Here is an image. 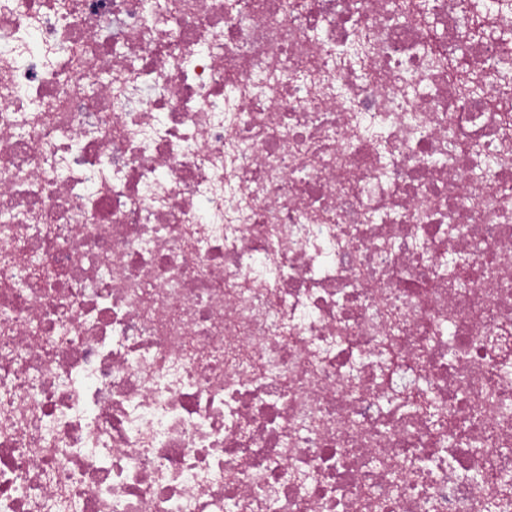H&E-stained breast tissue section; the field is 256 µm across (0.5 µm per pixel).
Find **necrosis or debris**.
<instances>
[{"label": "necrosis or debris", "instance_id": "4bbe7bcc", "mask_svg": "<svg viewBox=\"0 0 512 512\" xmlns=\"http://www.w3.org/2000/svg\"><path fill=\"white\" fill-rule=\"evenodd\" d=\"M512 0H0V512H512Z\"/></svg>", "mask_w": 512, "mask_h": 512}]
</instances>
